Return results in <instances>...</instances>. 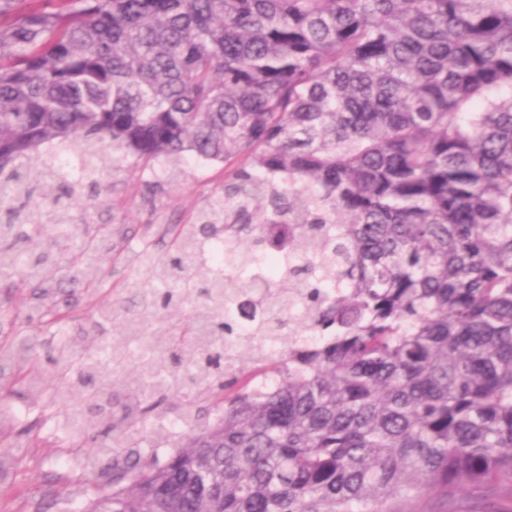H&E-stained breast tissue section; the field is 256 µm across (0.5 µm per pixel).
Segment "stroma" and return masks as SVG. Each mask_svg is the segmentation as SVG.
<instances>
[{
    "label": "stroma",
    "instance_id": "obj_1",
    "mask_svg": "<svg viewBox=\"0 0 512 512\" xmlns=\"http://www.w3.org/2000/svg\"><path fill=\"white\" fill-rule=\"evenodd\" d=\"M106 189L88 209H74L84 229L100 224L124 229L130 251L150 245L157 256L166 252V228L185 223L206 197L224 183V165L185 157L180 163H160L154 170L105 168ZM60 431L56 422L34 428L30 434L11 433L8 443L20 464L0 475V512H43L45 503L69 512L70 499L88 481L108 488L106 468L64 470L58 456Z\"/></svg>",
    "mask_w": 512,
    "mask_h": 512
}]
</instances>
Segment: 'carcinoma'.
<instances>
[{
  "label": "carcinoma",
  "mask_w": 512,
  "mask_h": 512,
  "mask_svg": "<svg viewBox=\"0 0 512 512\" xmlns=\"http://www.w3.org/2000/svg\"><path fill=\"white\" fill-rule=\"evenodd\" d=\"M63 151L91 175L227 168L166 259L136 253L147 280L47 345L88 467L112 449L85 512H408L487 486L512 512V0H0V277L50 328L62 268L91 300L117 248L70 217L101 186L58 183ZM19 319L0 303L5 430L11 395L44 394ZM174 397L184 433L143 453Z\"/></svg>",
  "instance_id": "1"
}]
</instances>
